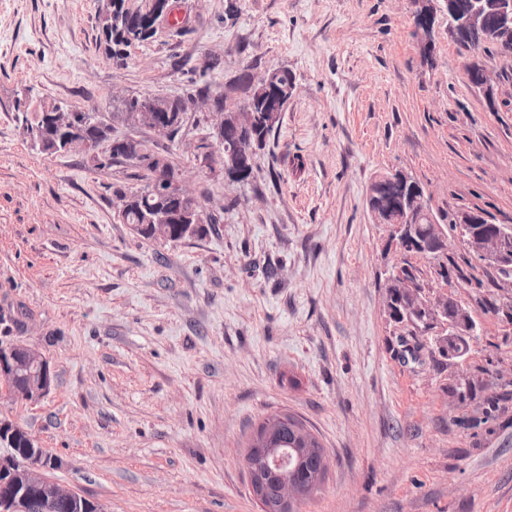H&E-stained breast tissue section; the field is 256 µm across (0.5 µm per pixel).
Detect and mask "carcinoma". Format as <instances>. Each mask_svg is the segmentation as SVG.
Wrapping results in <instances>:
<instances>
[{"label": "carcinoma", "instance_id": "carcinoma-1", "mask_svg": "<svg viewBox=\"0 0 512 512\" xmlns=\"http://www.w3.org/2000/svg\"><path fill=\"white\" fill-rule=\"evenodd\" d=\"M127 0H111L110 7L99 16L102 31L104 51L108 59L119 62L126 57V48L134 41L148 42L156 33V22L161 17L158 3L160 0H140V4L132 8L126 5ZM436 7L434 0H424L414 12V24L419 26L425 20L435 21ZM456 41L479 53L492 44L503 53H512V24L506 28L490 29L474 32L466 37L451 33ZM294 87L293 73L286 67L265 70L254 74L244 70L237 80L228 87V92L212 98V104L222 112L232 108L242 109L256 115V122L249 129L240 131L235 127L224 128V152L234 150L237 143H243L245 153L237 157V162L229 166L222 164L224 178L233 183L246 182L251 178L254 168V156L265 148L271 135L278 129L279 124L268 125L265 114L275 107L284 111ZM160 110L162 125L167 129L166 138L172 139L182 128L186 112L177 108L173 100L156 96L145 99L142 105L150 104ZM108 102L94 103L87 107V114L96 125L86 129L75 125L74 129L87 134L94 145L107 144L112 151L123 155V160L142 171V184L129 192L118 188L114 195L123 202L122 220L133 226L145 239L153 238L152 231L146 223L147 216L157 211H168L176 214L175 201L167 196L159 195L152 190V181L157 172L143 162L159 156L150 146L149 141L140 137L121 143L112 144L114 129L100 117L101 109ZM69 119L68 110L56 103L42 105L33 112L30 108L15 109V123L18 134L31 144L39 153L54 155L63 152L62 134L60 128ZM382 180L378 199L366 200V206L374 203L383 205H398L412 193L424 194L420 183L412 177H405L402 170L396 174L390 173L380 177ZM440 224L432 215L422 217L414 225V234L419 238L433 239L437 235ZM396 311L399 316L409 320L410 324L421 335L427 337L431 352L441 356L462 357L470 347V341L478 337L479 327L473 319L471 311L453 296H448L447 319L463 316L468 322V331L456 333L445 331L438 336L434 330L438 327V319L430 311L408 310L403 301H396ZM247 448H286L290 454V466L295 468L297 477L304 484L313 485V491H318L323 479L318 476V463L325 448L318 437L299 419L288 413L272 414L265 418L251 433ZM275 477L263 468L257 469L254 475V485L266 490L264 495L265 512H275L273 499Z\"/></svg>", "mask_w": 512, "mask_h": 512}]
</instances>
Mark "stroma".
I'll list each match as a JSON object with an SVG mask.
<instances>
[{
  "mask_svg": "<svg viewBox=\"0 0 512 512\" xmlns=\"http://www.w3.org/2000/svg\"><path fill=\"white\" fill-rule=\"evenodd\" d=\"M181 24L106 58L95 0H0V339L23 337L56 376L35 404L0 405L62 468L52 479L109 512H261L244 457L252 428L287 412L328 454L297 512H512V279L449 258L478 340L455 361L417 348L384 307L389 227L368 187L403 169L443 219L512 225V54H472L440 13L431 53L412 0H177ZM479 62L489 88L469 82ZM295 87L254 176L208 164L190 106L171 153L213 222L177 243L124 224L128 163L43 155L16 104L80 109L131 96L223 91L244 69ZM473 378L469 397L450 396Z\"/></svg>",
  "mask_w": 512,
  "mask_h": 512,
  "instance_id": "1",
  "label": "stroma"
}]
</instances>
